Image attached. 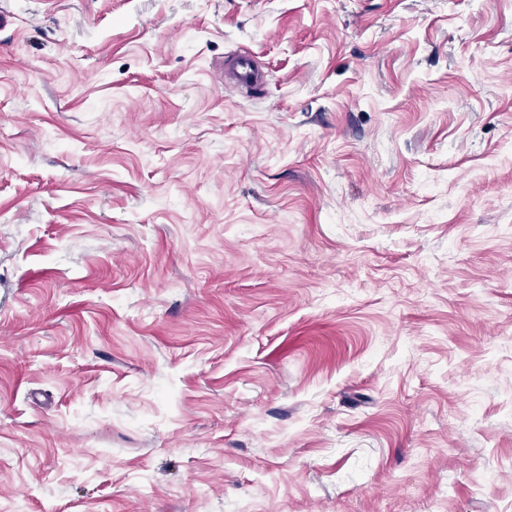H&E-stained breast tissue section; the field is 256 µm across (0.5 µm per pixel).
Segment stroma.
<instances>
[{"label":"stroma","mask_w":512,"mask_h":512,"mask_svg":"<svg viewBox=\"0 0 512 512\" xmlns=\"http://www.w3.org/2000/svg\"><path fill=\"white\" fill-rule=\"evenodd\" d=\"M0 512H512V0H0ZM224 79L249 89L261 87L268 81L267 75L246 53L235 55L224 67Z\"/></svg>","instance_id":"stroma-1"}]
</instances>
